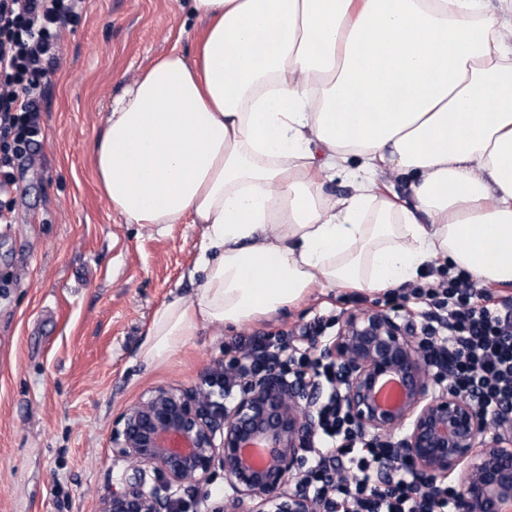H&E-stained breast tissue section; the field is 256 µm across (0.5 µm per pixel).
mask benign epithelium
I'll use <instances>...</instances> for the list:
<instances>
[{"mask_svg":"<svg viewBox=\"0 0 512 512\" xmlns=\"http://www.w3.org/2000/svg\"><path fill=\"white\" fill-rule=\"evenodd\" d=\"M322 355L336 367L341 404L362 437L401 433L396 456L431 481L453 479L460 512H501L512 502V420L486 414L458 392L452 371L438 378L409 319L352 312ZM388 380L400 393L383 404ZM317 400L314 384H292L276 365L246 379L225 407L202 388L148 390L113 423L112 455L131 475L100 512H171L178 491L208 484L217 467L229 492L210 512H317L295 487ZM149 474L156 479L150 487Z\"/></svg>","mask_w":512,"mask_h":512,"instance_id":"obj_1","label":"benign epithelium"}]
</instances>
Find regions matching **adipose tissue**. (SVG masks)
<instances>
[{
  "label": "adipose tissue",
  "instance_id": "ef3b65f1",
  "mask_svg": "<svg viewBox=\"0 0 512 512\" xmlns=\"http://www.w3.org/2000/svg\"><path fill=\"white\" fill-rule=\"evenodd\" d=\"M194 59L111 100L93 149L129 224L203 225L195 298L155 312L159 364L315 288L382 291L443 260L512 285V18L486 0H191ZM357 167H350V160ZM351 189L329 196L324 172ZM409 179L381 196L378 172Z\"/></svg>",
  "mask_w": 512,
  "mask_h": 512
}]
</instances>
